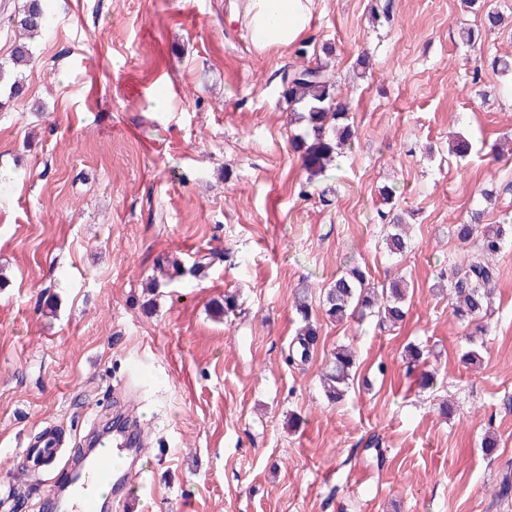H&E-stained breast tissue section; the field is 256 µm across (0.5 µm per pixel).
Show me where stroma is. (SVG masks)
Masks as SVG:
<instances>
[{
  "label": "stroma",
  "instance_id": "35a3bbf8",
  "mask_svg": "<svg viewBox=\"0 0 512 512\" xmlns=\"http://www.w3.org/2000/svg\"><path fill=\"white\" fill-rule=\"evenodd\" d=\"M241 2L52 0L55 28L0 109V512H53L88 438L127 410L152 440L110 512H512V245L481 365L462 362L468 329L435 288L468 250L452 225L512 216V160L494 151L512 139V70L491 66L512 59V0H485L503 22L477 50L463 0H394L379 19L375 0H313L283 49L253 44ZM316 62L357 138L311 183L277 73ZM456 135L473 145L461 161ZM387 211L409 225L399 260ZM356 263L410 279L402 324L329 319L323 292ZM304 288L319 339L292 365ZM228 293L236 310L215 315ZM410 343L433 387L408 385ZM339 345L358 367L332 404L320 378ZM48 427L56 464L15 472Z\"/></svg>",
  "mask_w": 512,
  "mask_h": 512
}]
</instances>
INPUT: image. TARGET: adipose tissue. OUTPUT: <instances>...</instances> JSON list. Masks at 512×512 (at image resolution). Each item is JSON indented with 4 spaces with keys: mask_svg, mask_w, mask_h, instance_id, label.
<instances>
[{
    "mask_svg": "<svg viewBox=\"0 0 512 512\" xmlns=\"http://www.w3.org/2000/svg\"><path fill=\"white\" fill-rule=\"evenodd\" d=\"M312 0H249L250 31L263 47H287L308 27Z\"/></svg>",
    "mask_w": 512,
    "mask_h": 512,
    "instance_id": "1",
    "label": "adipose tissue"
}]
</instances>
